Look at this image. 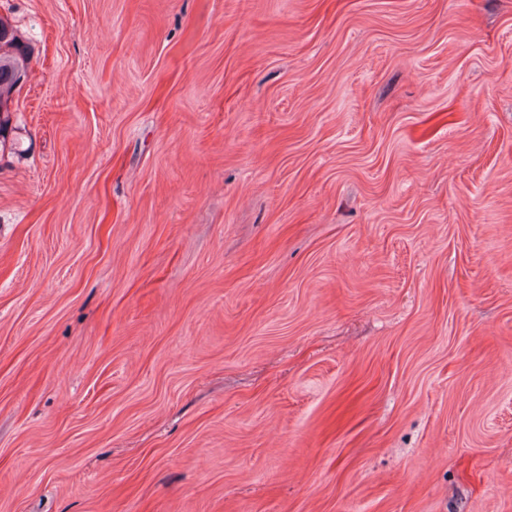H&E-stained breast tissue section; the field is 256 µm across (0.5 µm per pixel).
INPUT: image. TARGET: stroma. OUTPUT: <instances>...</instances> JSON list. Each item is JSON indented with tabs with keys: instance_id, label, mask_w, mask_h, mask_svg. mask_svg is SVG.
<instances>
[{
	"instance_id": "1",
	"label": "stroma",
	"mask_w": 512,
	"mask_h": 512,
	"mask_svg": "<svg viewBox=\"0 0 512 512\" xmlns=\"http://www.w3.org/2000/svg\"><path fill=\"white\" fill-rule=\"evenodd\" d=\"M0 19V512H512V0ZM29 58V47L0 19V132L10 122L11 105L20 90L18 78L28 74ZM23 75L19 79L21 87L26 81Z\"/></svg>"
}]
</instances>
